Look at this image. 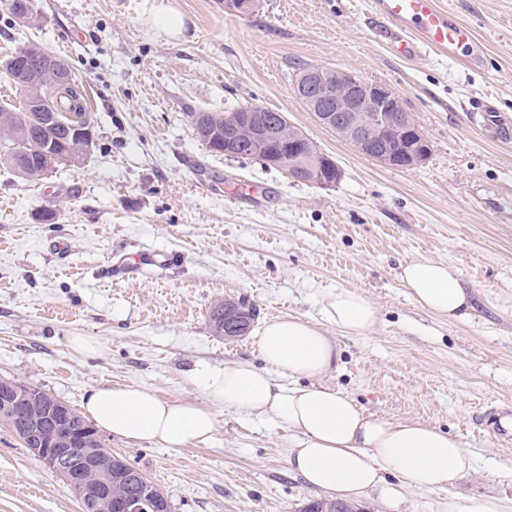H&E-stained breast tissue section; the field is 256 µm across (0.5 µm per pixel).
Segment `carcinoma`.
<instances>
[{"instance_id":"1","label":"carcinoma","mask_w":512,"mask_h":512,"mask_svg":"<svg viewBox=\"0 0 512 512\" xmlns=\"http://www.w3.org/2000/svg\"><path fill=\"white\" fill-rule=\"evenodd\" d=\"M9 12L15 19L26 23L33 18V0H21L19 6L9 7ZM46 55L47 52L40 46L29 42L7 59V62L13 61L22 68L27 84L22 87L25 96L19 106H0V118L8 117V122H0V164L13 170L25 181L42 179L58 165V158L82 144V141L70 135L69 125L93 126L92 120L86 116L81 88L72 77L68 63L61 58L56 60L58 68L67 75L66 84H59L43 69ZM29 99L41 101L49 112L67 113L69 117L65 118L63 125H42L39 113L28 109ZM238 301L237 305L232 300L218 302L211 308L209 320L215 335H233L228 317L237 311V306H247L248 298L240 297ZM42 411L40 404H28L18 415L5 416L3 420L25 447L31 448L33 444L28 438V426ZM85 425L87 421L83 416L69 409V419L62 427V432L71 441L63 444V447H82V439L72 436L71 429ZM135 469L136 466L123 456H115L112 471L95 469L92 483L108 486L112 492V502L117 503L141 491L140 484L134 482L132 477Z\"/></svg>"}]
</instances>
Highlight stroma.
Here are the masks:
<instances>
[{
    "label": "stroma",
    "mask_w": 512,
    "mask_h": 512,
    "mask_svg": "<svg viewBox=\"0 0 512 512\" xmlns=\"http://www.w3.org/2000/svg\"><path fill=\"white\" fill-rule=\"evenodd\" d=\"M173 2L188 18L180 42L151 26L155 0H34L38 18L27 27L0 0V59L28 42L63 56L97 135L83 165L35 184L0 166V378L77 410L90 389L124 384L203 404L200 370L263 367L266 323L322 322L326 294L356 290L380 319L362 336L328 327L339 350L329 383L368 414L448 431L472 466L436 491L387 477L362 504L448 512L449 497L488 494L512 512V446L474 420L512 402V142L486 139L465 115L490 98L512 118V0H439L483 43L480 69L397 57L363 24L371 0H261L248 17L215 0ZM303 63L391 86L430 141L426 163L382 166L320 126L294 93ZM250 105L304 130L339 165V183L301 184L210 152L188 119ZM155 254L168 263L118 270ZM414 259L459 269L469 321L413 305L399 269ZM242 294L257 308L251 332L214 336L211 306ZM78 334L102 356L74 353ZM216 419L209 442L184 447L101 439L167 493L174 512H294L321 497L289 470L286 429L224 408ZM0 512H80L65 482L1 422Z\"/></svg>",
    "instance_id": "stroma-1"
}]
</instances>
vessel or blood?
<instances>
[{"mask_svg": "<svg viewBox=\"0 0 512 512\" xmlns=\"http://www.w3.org/2000/svg\"><path fill=\"white\" fill-rule=\"evenodd\" d=\"M366 25L396 55L410 61L431 58L475 66L484 58V46L473 29L438 0H372ZM489 118L485 135L495 141L512 140V120L497 116L493 102H485Z\"/></svg>", "mask_w": 512, "mask_h": 512, "instance_id": "b4317fda", "label": "vessel or blood"}]
</instances>
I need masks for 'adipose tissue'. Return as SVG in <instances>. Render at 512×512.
Returning <instances> with one entry per match:
<instances>
[{
	"mask_svg": "<svg viewBox=\"0 0 512 512\" xmlns=\"http://www.w3.org/2000/svg\"><path fill=\"white\" fill-rule=\"evenodd\" d=\"M399 278L421 309L454 321L470 318L469 292L453 265L416 259L402 266ZM322 312L321 324L295 316L268 324L260 345L265 368L243 362L207 374L208 404L170 401L149 388L122 385L88 391L86 412L101 431L166 447L210 439L218 407L273 421L292 434L290 470L342 501L361 498L389 475L426 490L464 477L470 457L456 438L427 423L366 415L327 382L338 349L324 324L361 336L376 326L377 307L360 292L339 289L325 296Z\"/></svg>",
	"mask_w": 512,
	"mask_h": 512,
	"instance_id": "adipose-tissue-1",
	"label": "adipose tissue"
}]
</instances>
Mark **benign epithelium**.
Returning <instances> with one entry per match:
<instances>
[{
  "instance_id": "benign-epithelium-1",
  "label": "benign epithelium",
  "mask_w": 512,
  "mask_h": 512,
  "mask_svg": "<svg viewBox=\"0 0 512 512\" xmlns=\"http://www.w3.org/2000/svg\"><path fill=\"white\" fill-rule=\"evenodd\" d=\"M257 0H224V8L241 16L254 12ZM298 98L313 112L317 122L349 141L358 152L378 163L400 170L422 165L428 158L430 142L420 125L407 111L402 99L389 85L369 80L354 72L311 67L295 81ZM245 131L251 147L266 163L282 166L301 158L305 180L323 188L335 186L341 173L327 155H315L312 140L284 115L275 124L259 122L250 108H240L226 118L224 129L206 127L202 141L219 143L228 157L237 156V137ZM28 387L0 383V405L16 410L27 403ZM43 417L32 424L29 437L36 443L32 452L68 485L81 490L88 501L104 495L86 479V468L105 462L112 467V456L93 454L91 448H61L56 434L57 421L68 413L67 405L46 396ZM114 512H165L146 491L116 506Z\"/></svg>"
}]
</instances>
